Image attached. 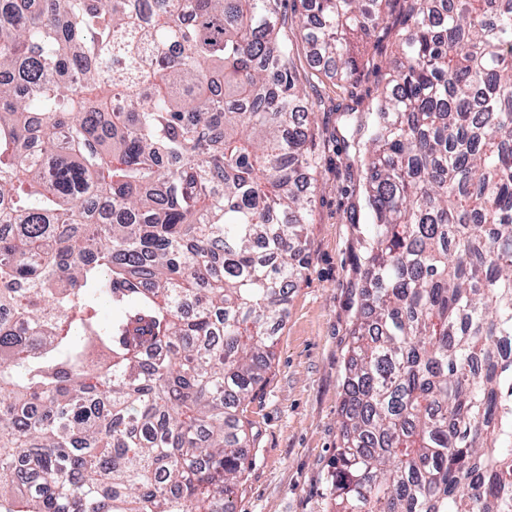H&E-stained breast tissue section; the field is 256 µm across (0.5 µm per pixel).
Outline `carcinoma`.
I'll return each mask as SVG.
<instances>
[{"mask_svg":"<svg viewBox=\"0 0 512 512\" xmlns=\"http://www.w3.org/2000/svg\"><path fill=\"white\" fill-rule=\"evenodd\" d=\"M303 2L349 80L383 0ZM407 2L330 512H512V0ZM279 24L0 0V512H233L318 170Z\"/></svg>","mask_w":512,"mask_h":512,"instance_id":"cac0c4a2","label":"carcinoma"}]
</instances>
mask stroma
<instances>
[{
  "label": "stroma",
  "instance_id": "1",
  "mask_svg": "<svg viewBox=\"0 0 512 512\" xmlns=\"http://www.w3.org/2000/svg\"><path fill=\"white\" fill-rule=\"evenodd\" d=\"M408 8L390 0V25L361 47L345 82L311 66L297 23L300 0H282L281 35L309 95V147L318 160L314 205L306 226V263L276 328L272 370L248 416L259 445L247 449L233 497L235 512H329L328 478L340 442V409L351 329L358 306L359 239L365 231L363 167L353 149L396 54Z\"/></svg>",
  "mask_w": 512,
  "mask_h": 512
}]
</instances>
